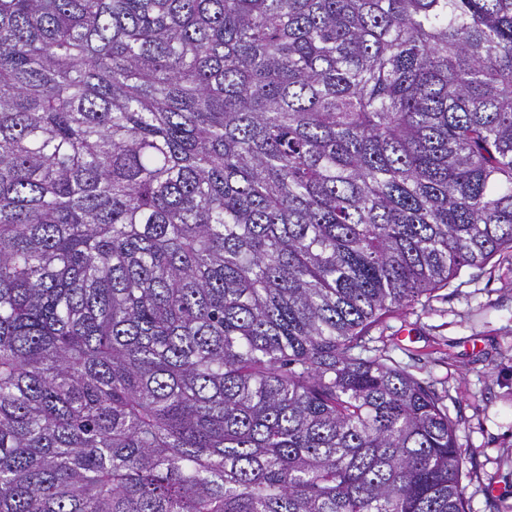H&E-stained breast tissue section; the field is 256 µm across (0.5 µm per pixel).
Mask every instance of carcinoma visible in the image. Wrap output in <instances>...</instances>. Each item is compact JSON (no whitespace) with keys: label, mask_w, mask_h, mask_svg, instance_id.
Masks as SVG:
<instances>
[{"label":"carcinoma","mask_w":512,"mask_h":512,"mask_svg":"<svg viewBox=\"0 0 512 512\" xmlns=\"http://www.w3.org/2000/svg\"><path fill=\"white\" fill-rule=\"evenodd\" d=\"M512 259V0H0V512H469L369 332Z\"/></svg>","instance_id":"obj_1"}]
</instances>
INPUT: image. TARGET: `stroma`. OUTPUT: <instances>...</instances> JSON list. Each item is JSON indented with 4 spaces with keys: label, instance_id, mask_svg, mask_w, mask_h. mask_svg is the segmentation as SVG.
<instances>
[{
    "label": "stroma",
    "instance_id": "1",
    "mask_svg": "<svg viewBox=\"0 0 512 512\" xmlns=\"http://www.w3.org/2000/svg\"><path fill=\"white\" fill-rule=\"evenodd\" d=\"M371 335L459 420L469 512H512V260L462 274Z\"/></svg>",
    "mask_w": 512,
    "mask_h": 512
}]
</instances>
